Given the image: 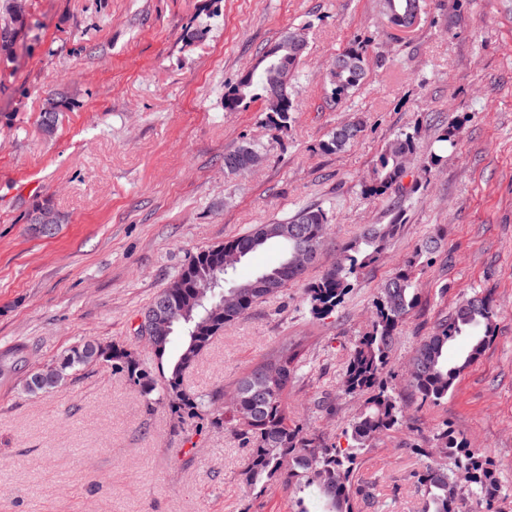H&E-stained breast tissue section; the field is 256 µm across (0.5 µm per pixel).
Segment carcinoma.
<instances>
[{
  "mask_svg": "<svg viewBox=\"0 0 512 512\" xmlns=\"http://www.w3.org/2000/svg\"><path fill=\"white\" fill-rule=\"evenodd\" d=\"M422 0H379L380 13L391 27L397 26L396 15ZM26 15L17 18V32L0 39V57L12 58L18 31L25 26ZM307 41L304 29L286 32L277 42L265 48L257 69L242 76L224 92V111L236 112L254 101L263 104L265 123L278 131L290 126L295 106L291 84L304 53L294 37ZM285 82L286 97L275 100L276 91L270 83L273 73ZM367 74V49L352 44L333 57L326 74L330 101L339 104L364 81ZM63 102L50 99L41 115V126L51 134L55 131L58 112ZM364 131L359 119L336 128L321 144L327 153H337L356 141ZM416 152V134L404 133L392 140L380 154L373 170L368 191L383 194L404 189L402 180L408 175L407 162ZM262 163L263 153L258 144L243 142L224 154V171L242 173V167L252 161ZM295 234L284 235L283 223L260 224L221 245L202 249L188 257L169 285L146 306L141 316L156 310L183 308V314L173 323L160 321L152 329L153 359L143 360L134 352L116 344L111 353L96 357L89 348L98 345L81 342L69 349L54 366L36 371L43 376L41 390L59 387L80 368L96 362H107L125 372L147 406L167 404L177 422L187 416L196 417L214 406L211 426L220 430L232 426L234 434L249 451V466L244 481L251 490L263 493L275 485L316 487L326 500L328 512H353L351 487L361 451L372 442L399 427L404 419L403 406L383 374L388 367L392 348L402 323L420 301L419 288L413 277L417 258L406 261L404 267L384 281L379 289L371 326L353 346L345 367L342 390L347 394L367 395L364 409L345 430L347 447L327 444L319 436L291 422L288 412V389L303 375L306 366L299 346H291L285 366L274 368L272 353L239 378L234 391L239 409L230 418L216 407L220 394L208 397L190 393L183 386V377L212 339L224 332V327L244 317L266 297L280 293L289 282L304 271L289 264L297 249L320 252L327 224L321 209L306 208L286 221ZM397 221L389 224H369L345 247L342 256L307 288L310 311L317 316L331 313L338 306L359 270L376 262L387 243L398 232ZM275 243L280 246L279 263L256 276L240 280L231 277L240 260L250 253ZM201 279L215 281V288L200 295L195 283ZM237 294V307L224 316H211L210 301L228 290ZM494 311L488 296L475 293L462 299L448 315L441 317L431 333L416 347L409 364L416 369L410 380L421 401L437 403L448 398L460 373L482 353L491 333ZM182 330L184 343L175 359H167L172 336ZM461 337L470 340L466 352L454 363L448 362V346ZM26 362L24 352L17 349L0 356V374L16 369ZM434 454L452 465H428L417 475L418 483L428 495L430 512H463L458 489L464 485L484 512H492L494 502L506 488L497 477L488 457L467 447L465 441L448 431V424L438 428L433 436Z\"/></svg>",
  "mask_w": 512,
  "mask_h": 512,
  "instance_id": "obj_1",
  "label": "carcinoma"
}]
</instances>
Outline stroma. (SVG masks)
<instances>
[{"label":"stroma","instance_id":"1","mask_svg":"<svg viewBox=\"0 0 512 512\" xmlns=\"http://www.w3.org/2000/svg\"><path fill=\"white\" fill-rule=\"evenodd\" d=\"M27 13L14 59L0 62V356L20 347L27 359L0 376V512H294L282 487L249 495V454L232 431L214 432L204 417L175 426L164 405L146 410L109 363L49 392L25 381L83 339L149 358L139 316L189 255L306 207L328 217L317 263L216 336L185 387L230 394L282 342L302 343L307 366L288 408L346 447L364 404L341 388L346 359L380 285L414 256L422 301L385 374L404 422L360 455L354 512H425L417 474L444 424L512 489V0H424L407 34L385 23L378 0H27ZM300 27L308 50L288 130L266 126L258 101L225 111V87ZM356 41L368 46L366 78L336 106L325 74ZM51 97L64 105L48 135L40 115ZM356 117L361 137L322 152ZM446 130L455 134L446 163L419 177ZM413 131L417 189L370 195L382 149ZM245 141L264 147V163L226 173L225 152ZM42 205L60 218L54 235L30 222ZM395 218L382 257L331 314L314 317L308 285L366 225ZM430 238L437 248L419 255ZM475 291L493 301L492 335L447 400L422 403L408 362ZM327 395L330 411L317 406Z\"/></svg>","mask_w":512,"mask_h":512}]
</instances>
